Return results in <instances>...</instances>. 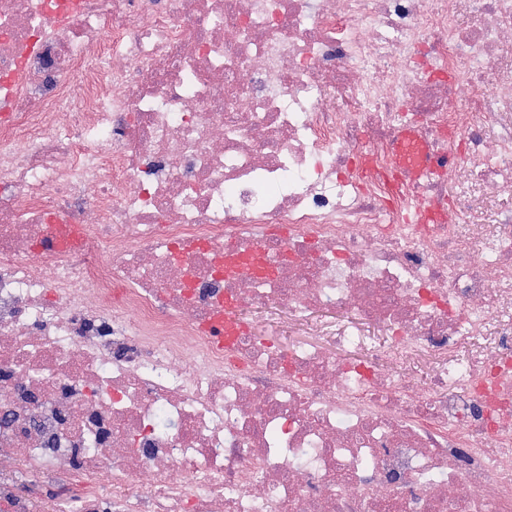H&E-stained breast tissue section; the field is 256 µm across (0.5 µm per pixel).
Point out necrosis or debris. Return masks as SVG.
Listing matches in <instances>:
<instances>
[{
    "label": "necrosis or debris",
    "instance_id": "obj_1",
    "mask_svg": "<svg viewBox=\"0 0 512 512\" xmlns=\"http://www.w3.org/2000/svg\"><path fill=\"white\" fill-rule=\"evenodd\" d=\"M508 191L512 0H0V512H512ZM394 154L400 174L415 184L430 173H443L454 162L452 153H448V158L433 153L412 125L404 127L398 134ZM202 330L214 336L223 345L224 336H237L242 329L232 304L222 303L216 307L201 324ZM241 314L239 313V316ZM260 336H277L281 344L289 348L293 341L299 336H309L313 324L343 320L345 323H355L353 316L340 318L336 312L328 310H319L312 313L307 322L298 325L289 326L288 315L281 309L273 306H263L251 309L246 315H241Z\"/></svg>",
    "mask_w": 512,
    "mask_h": 512
}]
</instances>
